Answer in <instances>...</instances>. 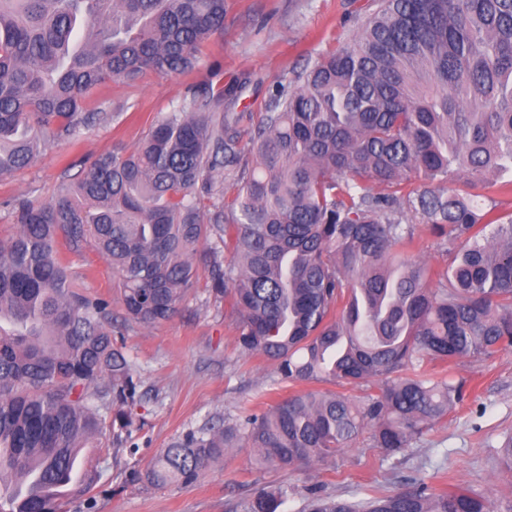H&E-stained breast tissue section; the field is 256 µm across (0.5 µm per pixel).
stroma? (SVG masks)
Masks as SVG:
<instances>
[{
  "label": "stroma",
  "mask_w": 512,
  "mask_h": 512,
  "mask_svg": "<svg viewBox=\"0 0 512 512\" xmlns=\"http://www.w3.org/2000/svg\"><path fill=\"white\" fill-rule=\"evenodd\" d=\"M375 8L374 0H226L224 34L202 47L195 67L112 80L91 99L101 114L95 126L51 143L27 168L0 177V240L15 232L5 201H49L65 170L77 173L100 155L132 151L189 88L234 86L225 111L261 115L277 83L293 81L308 62L345 47ZM62 256L82 293L110 302L144 395L127 444L95 460L105 481L96 512H228L255 489L279 483L296 490L282 512H304L311 486L366 500L408 487L421 470L440 489L492 491L501 510L512 498V474L502 470L498 456L512 436V350L447 364L448 375L467 382L464 402L392 458L365 435L335 463L288 471L255 467L251 449L228 448L195 484L150 485L144 478L148 465L175 438L211 419L237 417L245 407L269 408L294 387L280 381L272 361L239 352L234 318L206 285L188 292L174 318L145 326L125 320L109 260L89 246Z\"/></svg>",
  "instance_id": "1"
}]
</instances>
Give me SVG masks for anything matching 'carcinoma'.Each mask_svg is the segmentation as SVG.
<instances>
[{"instance_id":"1","label":"carcinoma","mask_w":512,"mask_h":512,"mask_svg":"<svg viewBox=\"0 0 512 512\" xmlns=\"http://www.w3.org/2000/svg\"><path fill=\"white\" fill-rule=\"evenodd\" d=\"M224 33V0H0V177L93 126L94 92L148 71L193 68ZM279 83L258 122L203 85L128 154L92 161L47 202L19 198L0 241V496L10 512H95L82 451L127 442L141 380L112 309L82 294L65 240L110 261L125 316L173 318L208 274L236 316V344L299 385H353L355 401L305 390L224 426L191 430L146 471L191 485L227 448L261 467L327 463L364 433L387 457L464 401L466 382L425 362L512 348V0H380L351 42ZM206 111L196 110L197 98ZM459 177L462 188L448 187ZM237 187L224 205L228 186ZM445 264L405 255L417 230ZM209 246L202 247L203 243ZM288 484L241 512H279ZM306 512H496L469 488L412 487L368 501L315 486Z\"/></svg>"}]
</instances>
